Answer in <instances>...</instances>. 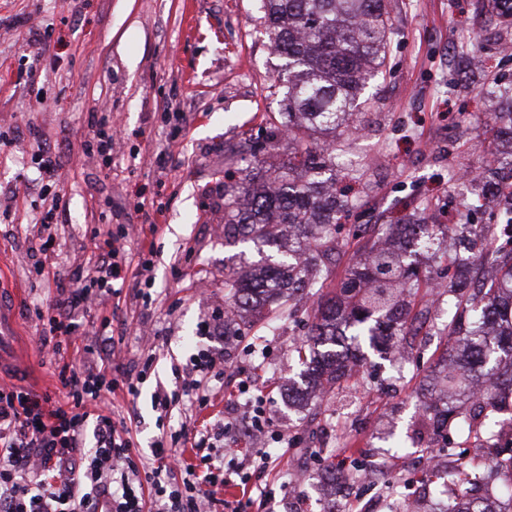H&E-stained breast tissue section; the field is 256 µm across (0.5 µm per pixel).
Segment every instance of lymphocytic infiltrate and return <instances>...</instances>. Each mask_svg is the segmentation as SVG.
<instances>
[{
  "mask_svg": "<svg viewBox=\"0 0 512 512\" xmlns=\"http://www.w3.org/2000/svg\"><path fill=\"white\" fill-rule=\"evenodd\" d=\"M37 183H23V191L39 188L50 204L40 220L38 252H46L47 238L59 219L62 201L53 187L60 181L61 160L46 151L38 157ZM95 274L89 284L65 289L62 304L86 313L92 299L107 303L112 283L129 263L117 239L95 242ZM223 361L209 351L191 360L192 375L157 399L161 410L187 401L206 405L210 376L220 374ZM64 401L51 405L49 396L28 389L0 385V512H208L213 496L205 487L226 485L224 447L240 435L241 426L266 429L270 404L265 396L251 399L245 420L225 421L220 432L207 435L182 426L177 438L191 445L196 461L182 465L163 441H155L150 455L133 446L124 421L102 410L106 394L125 387L137 396L138 382L114 368L110 359L59 374ZM94 425V443L85 447L84 426ZM182 465L183 479L173 482L174 465Z\"/></svg>",
  "mask_w": 512,
  "mask_h": 512,
  "instance_id": "f902f5d3",
  "label": "lymphocytic infiltrate"
}]
</instances>
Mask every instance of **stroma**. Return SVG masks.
Returning a JSON list of instances; mask_svg holds the SVG:
<instances>
[{
    "label": "stroma",
    "mask_w": 512,
    "mask_h": 512,
    "mask_svg": "<svg viewBox=\"0 0 512 512\" xmlns=\"http://www.w3.org/2000/svg\"><path fill=\"white\" fill-rule=\"evenodd\" d=\"M395 28L384 79L367 91L362 130L337 152L356 170L350 224H388L406 207L432 198L446 211L462 201L449 171L482 165L488 97L499 79L512 80V55L499 49L500 31L479 0H392ZM260 0H0V303L20 339V355L5 383L60 399L63 365L81 368L113 350L125 371L147 375L138 398L109 395L115 413L132 418L142 454L169 439L182 423L204 430L222 420L227 398L242 384L269 391L272 429L295 437L291 447L243 436V447L267 455L252 486L270 488L263 512H322L328 491L311 450L316 429L329 427L348 461L380 474L416 512H430L431 495L418 477L421 451L450 441L463 456L488 455L489 442L437 432L424 419L423 379L444 349L439 337L421 343L404 363L364 349L356 383L322 403L298 404L286 383L299 364L293 349L307 323L281 321L275 332L224 333V270L258 261L252 243L224 240V173L244 167L265 143L268 120L283 108L281 59L260 21ZM51 27L47 43L34 32ZM482 41L485 70L467 73L458 56L461 35ZM117 118L123 129L112 161L86 154L95 124ZM469 153L453 150L458 136ZM58 152L66 221L53 231L46 262L59 279L32 273L40 194H14L20 178H35V160ZM159 226L150 267L128 278L106 308L111 330L87 325L86 337L64 361L45 344L39 311L62 289L89 282L92 234L128 229L137 257L141 225ZM207 349L224 360L205 408L172 406L160 416L159 388L173 389L190 355Z\"/></svg>",
    "instance_id": "35a3bbf8"
}]
</instances>
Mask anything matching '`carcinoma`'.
<instances>
[{"instance_id":"carcinoma-1","label":"carcinoma","mask_w":512,"mask_h":512,"mask_svg":"<svg viewBox=\"0 0 512 512\" xmlns=\"http://www.w3.org/2000/svg\"><path fill=\"white\" fill-rule=\"evenodd\" d=\"M261 19L272 51L284 59L281 78L288 104L271 123L268 155L287 145L278 164L256 160L260 182L247 174L224 183V239L253 243L272 251L252 271L224 273V335L239 332L238 313L266 311L261 328L272 331L281 319L296 316L301 301L314 297L313 321L297 353L303 374L323 396L350 378L357 364L353 352L366 341L414 338L425 323L428 307L412 312L419 290L444 288L448 293V344L461 345V357L446 353L441 368L448 383V402L467 404L481 395L479 407L499 409L502 388L512 389V148L497 147L500 135L512 142V105L487 115L492 138L485 147L493 179L475 178L481 195L496 208L495 230L476 239L460 235L468 203L448 216L446 224L399 221L378 229L358 224L351 233L360 260L348 270L340 294L322 293L341 249L336 209V137L359 129L361 95L387 73L392 35L391 0H261ZM460 237V248L446 254L448 283L438 273L410 271L420 247L433 248L448 235ZM487 265L493 277L460 284L462 270ZM468 434L494 437V427L512 430V415L485 424L468 415ZM443 466L429 468L424 479L448 488L454 504L442 512H494L484 498L472 495L476 482L495 477L512 502V449L489 459L467 461L444 449Z\"/></svg>"}]
</instances>
